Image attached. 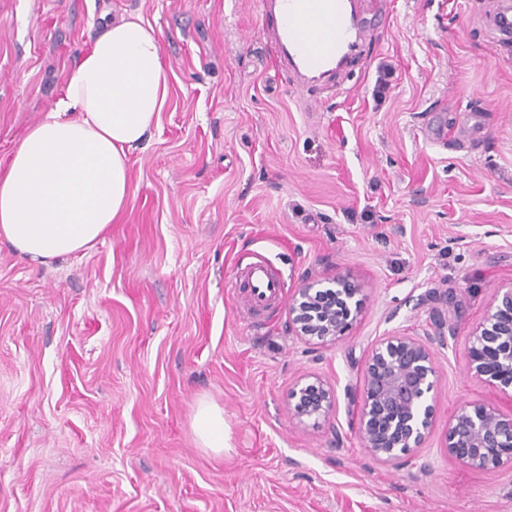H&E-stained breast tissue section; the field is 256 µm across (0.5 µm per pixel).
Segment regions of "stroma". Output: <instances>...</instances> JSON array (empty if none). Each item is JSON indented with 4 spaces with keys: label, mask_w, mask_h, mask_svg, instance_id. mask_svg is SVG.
<instances>
[{
    "label": "stroma",
    "mask_w": 512,
    "mask_h": 512,
    "mask_svg": "<svg viewBox=\"0 0 512 512\" xmlns=\"http://www.w3.org/2000/svg\"><path fill=\"white\" fill-rule=\"evenodd\" d=\"M494 4L360 0L364 42L302 90L261 0H0V167L103 19L160 29L171 73L103 241L48 267L0 245V512H512V467L446 449L461 402L512 409L468 372L469 333L512 286V41L492 38ZM259 260L283 296L254 313L241 274ZM335 275L357 320L332 345L289 333L301 280ZM390 336L426 342L438 376L436 425L399 462L357 425ZM317 378L334 408L298 421L291 393ZM202 401L224 411L223 451L196 438Z\"/></svg>",
    "instance_id": "1"
}]
</instances>
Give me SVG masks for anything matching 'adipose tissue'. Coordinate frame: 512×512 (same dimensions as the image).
I'll list each match as a JSON object with an SVG mask.
<instances>
[{
    "label": "adipose tissue",
    "mask_w": 512,
    "mask_h": 512,
    "mask_svg": "<svg viewBox=\"0 0 512 512\" xmlns=\"http://www.w3.org/2000/svg\"><path fill=\"white\" fill-rule=\"evenodd\" d=\"M169 83L153 25L137 15L104 23L0 169V242L47 265L103 239L127 206L129 154L157 125Z\"/></svg>",
    "instance_id": "obj_1"
}]
</instances>
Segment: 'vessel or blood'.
<instances>
[{
	"label": "vessel or blood",
	"mask_w": 512,
	"mask_h": 512,
	"mask_svg": "<svg viewBox=\"0 0 512 512\" xmlns=\"http://www.w3.org/2000/svg\"><path fill=\"white\" fill-rule=\"evenodd\" d=\"M262 15L287 63L303 76L333 71L366 37L354 0H264ZM245 278L255 304L282 295L281 281L266 262L251 264Z\"/></svg>",
	"instance_id": "1"
}]
</instances>
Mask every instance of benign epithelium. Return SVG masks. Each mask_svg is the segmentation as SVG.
<instances>
[{"label":"benign epithelium","instance_id":"benign-epithelium-1","mask_svg":"<svg viewBox=\"0 0 512 512\" xmlns=\"http://www.w3.org/2000/svg\"><path fill=\"white\" fill-rule=\"evenodd\" d=\"M358 289L341 276L306 280L294 290L288 327L309 341L334 344L356 321ZM470 376L512 399V287L495 295L468 339ZM436 386L430 347L414 336H389L368 356L358 431L365 448L381 461L411 455L434 426ZM292 415H328L334 391L316 378L293 391ZM448 454L463 464L491 470L512 464V412L478 402L461 403L448 420Z\"/></svg>","mask_w":512,"mask_h":512}]
</instances>
